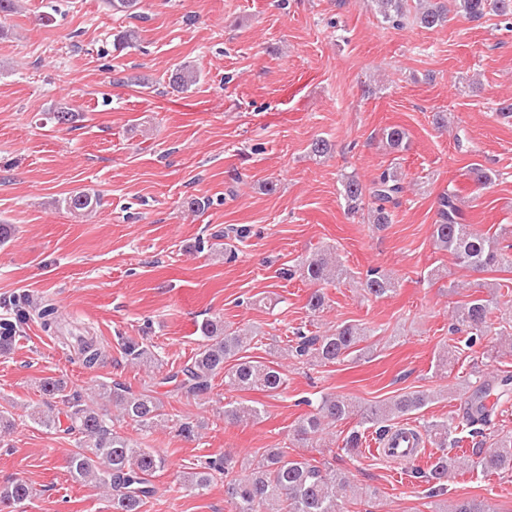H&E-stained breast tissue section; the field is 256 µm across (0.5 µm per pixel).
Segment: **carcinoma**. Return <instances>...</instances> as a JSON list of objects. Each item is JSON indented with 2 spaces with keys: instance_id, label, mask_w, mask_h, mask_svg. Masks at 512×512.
<instances>
[{
  "instance_id": "obj_1",
  "label": "carcinoma",
  "mask_w": 512,
  "mask_h": 512,
  "mask_svg": "<svg viewBox=\"0 0 512 512\" xmlns=\"http://www.w3.org/2000/svg\"><path fill=\"white\" fill-rule=\"evenodd\" d=\"M115 14H136L139 0H105ZM377 13L383 21L396 23L404 16L407 0H374ZM458 9L471 19H481L490 11L512 12V0H455ZM420 8L416 18L421 27L435 29L448 21V9L442 0H418ZM199 72L190 64L174 67L168 86L176 92H187L199 83ZM383 136L388 146L399 150L404 146L406 132L400 127H388ZM342 195L348 210L357 213L364 209V197L370 196L376 207L369 209L374 224H389L392 213L389 206L399 202L403 186L397 172L388 169L370 185H364L356 175L344 174L341 178ZM99 197L87 191L71 193L59 200V205L73 214H83L98 205ZM435 246L454 256L457 264L472 270H485L512 263V254L501 246L503 234L481 233L465 223L463 214L455 204V195L445 191L438 200V220L433 224ZM299 275L314 283H333L346 274V270L331 249L305 262ZM364 288L375 298H382L395 289L394 280L387 274L372 269L367 272ZM498 301L494 297H475L455 309V320L465 328V345L472 348L487 337L490 315ZM14 319L0 331V350L15 340L30 317L28 305L18 298L13 300ZM202 344L195 357L176 371L169 372L165 380L175 384V389L186 397H195L211 389L212 381L224 376L227 391L260 390L276 394L286 388L287 374L260 361L241 355L247 344L256 339L254 334L224 328V321L208 319L201 326ZM371 336V330L360 324L344 323L330 334L301 336L292 352L297 357H309L320 364L357 359L364 351L361 344ZM78 353L88 367L98 363L102 347L90 338H82ZM40 392L49 398L44 408L33 411L30 420L46 429L61 427L60 415H65L68 425L65 432L75 436L76 450L68 460L73 481L92 484L110 490L112 512H141L143 504L154 495L150 477L166 469V456L153 448H141L131 438L116 430L112 415L101 410L94 400L77 390H70L60 379L47 377L40 384ZM512 393V375L485 379L471 390L467 397L465 424L472 427L484 425L489 419L486 401ZM99 397L112 402L119 410V417L134 422L140 430L150 431L164 421L162 405L150 391L133 392L118 383L101 385ZM434 395L426 391H412L391 400L371 406L362 413L359 426H378L379 433L388 430L387 423L425 408ZM62 404L58 409L51 401ZM351 399L334 394L321 396L315 412L304 416L296 428V436L306 441L325 430L330 423L343 420L355 412ZM224 417L233 422L250 423L262 417L256 405L227 403ZM458 429L454 420L425 425L426 435L433 439L442 454L431 464L424 475L425 481L444 489L451 473L464 466L479 467L488 473H512V435H504L489 443L480 440L472 444L469 455L450 457L448 439ZM227 458L210 460L199 469L182 472V484L197 493L207 490L216 477L229 476ZM227 494L235 505V512H341L342 493L350 492L354 498L362 496L359 487L334 469L321 468L300 456L291 458L288 449L274 448L264 460L241 478L227 481ZM31 487L21 479L0 486V512L17 509L30 497ZM449 512H490L485 503L464 499L451 506Z\"/></svg>"
}]
</instances>
